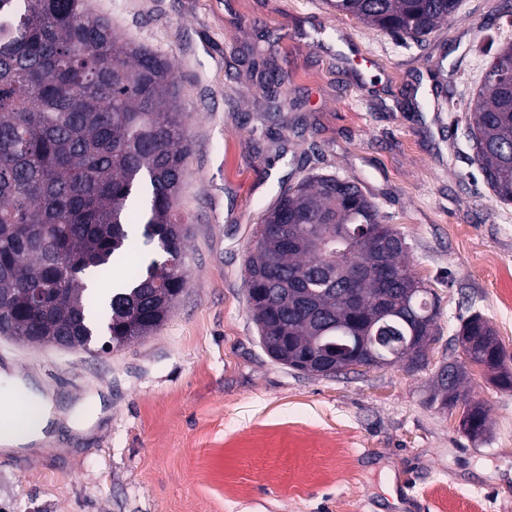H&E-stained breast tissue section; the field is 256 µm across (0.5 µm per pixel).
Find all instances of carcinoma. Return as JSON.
<instances>
[{"label":"carcinoma","instance_id":"cac0c4a2","mask_svg":"<svg viewBox=\"0 0 512 512\" xmlns=\"http://www.w3.org/2000/svg\"><path fill=\"white\" fill-rule=\"evenodd\" d=\"M336 12L418 40L451 17L459 0H328ZM505 80L482 86L470 135L484 180L512 202V41L496 56ZM172 65L117 32L90 0H0V336L30 342L107 333L124 347L156 332L183 292L188 220L176 213L191 153ZM357 238L338 241L336 225ZM153 246L145 264L102 296L85 280L112 277L136 244ZM405 239L354 182L311 174L284 189L259 219L245 287L261 343L294 368L321 336L351 314L344 270L363 271L356 306L379 324L377 270L394 272L385 303L410 318L404 335L438 334L437 296L404 263ZM418 280L424 294L410 295ZM48 289L34 307L30 294ZM456 341L476 364L502 365L501 345L479 314L460 318ZM444 365L430 404L453 406L466 376ZM475 433L486 414L473 405Z\"/></svg>","mask_w":512,"mask_h":512}]
</instances>
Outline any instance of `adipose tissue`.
Listing matches in <instances>:
<instances>
[{"label":"adipose tissue","mask_w":512,"mask_h":512,"mask_svg":"<svg viewBox=\"0 0 512 512\" xmlns=\"http://www.w3.org/2000/svg\"><path fill=\"white\" fill-rule=\"evenodd\" d=\"M51 415L43 398L18 410L0 413V451L9 453L23 445L41 446L49 441Z\"/></svg>","instance_id":"obj_1"}]
</instances>
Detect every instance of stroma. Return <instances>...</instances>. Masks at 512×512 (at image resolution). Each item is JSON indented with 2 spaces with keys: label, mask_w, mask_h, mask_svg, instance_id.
Segmentation results:
<instances>
[{
  "label": "stroma",
  "mask_w": 512,
  "mask_h": 512,
  "mask_svg": "<svg viewBox=\"0 0 512 512\" xmlns=\"http://www.w3.org/2000/svg\"><path fill=\"white\" fill-rule=\"evenodd\" d=\"M167 58L191 119L178 207L186 287L111 352L0 337V369L46 395L57 451L0 452V512H512V389L472 368L479 440L429 405L481 313L512 371V204L469 139L512 0H460L418 43L327 0H90ZM311 173L353 181L438 296L426 366L304 374L259 343L245 290L261 214Z\"/></svg>",
  "instance_id": "stroma-1"
}]
</instances>
